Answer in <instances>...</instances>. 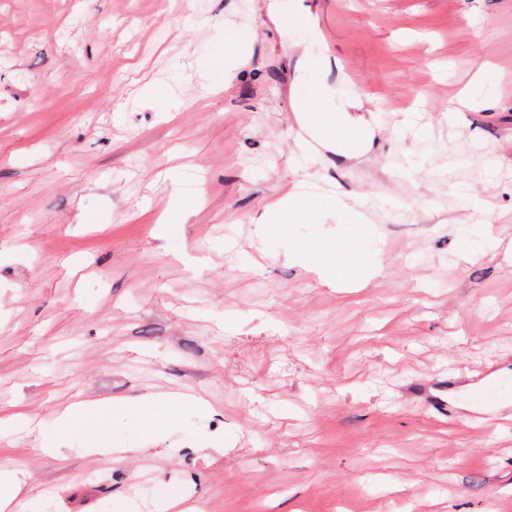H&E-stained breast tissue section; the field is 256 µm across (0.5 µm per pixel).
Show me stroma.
<instances>
[{"label": "stroma", "mask_w": 512, "mask_h": 512, "mask_svg": "<svg viewBox=\"0 0 512 512\" xmlns=\"http://www.w3.org/2000/svg\"><path fill=\"white\" fill-rule=\"evenodd\" d=\"M330 190L364 223L262 235ZM484 363L512 380V0H0L13 512H512V428L416 391ZM338 200L331 197L320 195L294 194L292 198H287L281 203L275 204L271 209V220L263 228V232L275 233L279 225L283 224V216L288 212L298 221L310 220L317 211L324 207L335 206ZM306 260L339 283H355L366 275V266L351 256L344 255L333 241L310 245Z\"/></svg>", "instance_id": "obj_1"}]
</instances>
